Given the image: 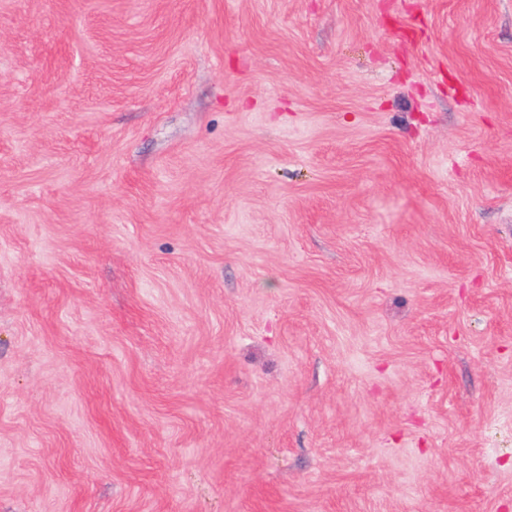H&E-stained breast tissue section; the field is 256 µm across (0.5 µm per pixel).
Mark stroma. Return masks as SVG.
I'll return each mask as SVG.
<instances>
[{
	"label": "stroma",
	"mask_w": 512,
	"mask_h": 512,
	"mask_svg": "<svg viewBox=\"0 0 512 512\" xmlns=\"http://www.w3.org/2000/svg\"><path fill=\"white\" fill-rule=\"evenodd\" d=\"M0 512H512V0H0Z\"/></svg>",
	"instance_id": "stroma-1"
}]
</instances>
